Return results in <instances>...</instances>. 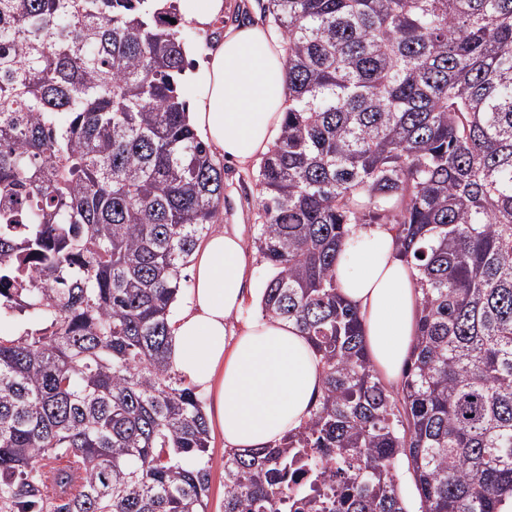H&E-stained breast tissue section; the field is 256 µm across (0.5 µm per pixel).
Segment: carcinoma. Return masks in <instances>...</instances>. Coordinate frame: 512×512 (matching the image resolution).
Wrapping results in <instances>:
<instances>
[{
	"label": "carcinoma",
	"mask_w": 512,
	"mask_h": 512,
	"mask_svg": "<svg viewBox=\"0 0 512 512\" xmlns=\"http://www.w3.org/2000/svg\"><path fill=\"white\" fill-rule=\"evenodd\" d=\"M288 107L262 159L261 315L323 381L277 444L224 451V512H503L512 499V0H266ZM176 8L0 0V512H208L210 430L169 309L224 165L186 121ZM353 224H390L420 293L401 380L338 290ZM297 466H300L299 470H297L295 474H293L292 479L290 481V483L293 482L296 484L293 486V493L302 492L307 493L310 496L315 495V483H318V485H320V482H314L312 480L311 475L313 476L314 474L309 465V458H305L301 465Z\"/></svg>",
	"instance_id": "carcinoma-1"
}]
</instances>
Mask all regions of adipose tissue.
Here are the masks:
<instances>
[{
	"label": "adipose tissue",
	"instance_id": "ef3b65f1",
	"mask_svg": "<svg viewBox=\"0 0 512 512\" xmlns=\"http://www.w3.org/2000/svg\"><path fill=\"white\" fill-rule=\"evenodd\" d=\"M190 79L199 92L186 119L214 154L245 165L270 150L288 93L283 42L270 25L229 28ZM248 267L237 235L212 232L194 257L193 294L170 320L169 361L213 393L210 415L229 449L266 446L298 429L322 386L313 347L293 321L259 316L230 335L229 321L251 290ZM336 276L360 315L375 368L385 380L399 379L413 341L416 294L391 225L352 226Z\"/></svg>",
	"mask_w": 512,
	"mask_h": 512
}]
</instances>
